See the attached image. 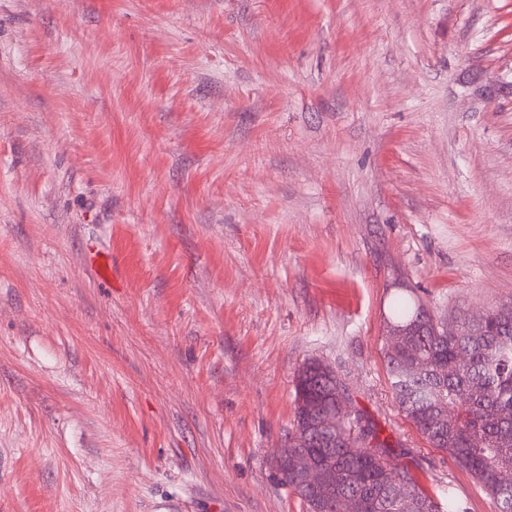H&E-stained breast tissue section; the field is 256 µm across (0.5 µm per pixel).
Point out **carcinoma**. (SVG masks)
I'll return each mask as SVG.
<instances>
[{
  "label": "carcinoma",
  "mask_w": 512,
  "mask_h": 512,
  "mask_svg": "<svg viewBox=\"0 0 512 512\" xmlns=\"http://www.w3.org/2000/svg\"><path fill=\"white\" fill-rule=\"evenodd\" d=\"M390 331L384 362L399 409L429 444L448 454L493 498L497 512H512V484L500 476L512 471V304L456 322L448 335L414 292L395 294L390 305ZM338 381L333 369L309 361L295 377L294 431L288 448L273 454L280 483L306 506V512H338L339 501L352 498L358 512H468L448 489L442 498L425 494L408 471L404 483L391 485L382 459L389 452L380 430L356 414L377 438L362 448L351 434L352 418L332 395ZM453 407L448 420L440 412ZM328 418L332 427L322 425ZM309 453L334 459L341 479L335 486L311 488L302 475L285 467L278 454Z\"/></svg>",
  "instance_id": "cac0c4a2"
}]
</instances>
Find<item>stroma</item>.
<instances>
[{"mask_svg": "<svg viewBox=\"0 0 512 512\" xmlns=\"http://www.w3.org/2000/svg\"><path fill=\"white\" fill-rule=\"evenodd\" d=\"M405 288L512 303V0H0V512H305L309 360L497 512L393 399Z\"/></svg>", "mask_w": 512, "mask_h": 512, "instance_id": "obj_1", "label": "stroma"}]
</instances>
